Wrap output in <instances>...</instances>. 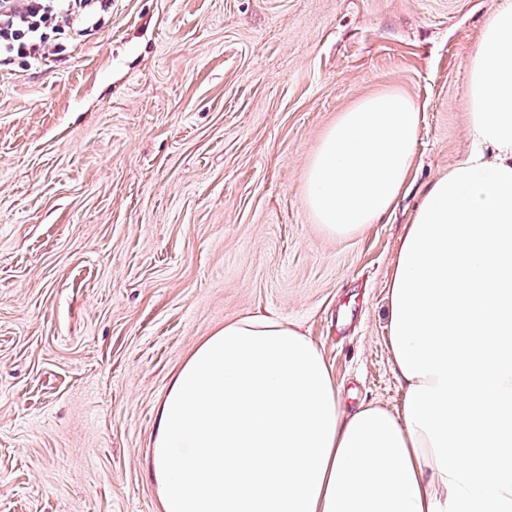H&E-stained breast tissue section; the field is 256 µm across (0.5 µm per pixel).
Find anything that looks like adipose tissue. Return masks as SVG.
I'll use <instances>...</instances> for the list:
<instances>
[{
	"label": "adipose tissue",
	"instance_id": "adipose-tissue-1",
	"mask_svg": "<svg viewBox=\"0 0 512 512\" xmlns=\"http://www.w3.org/2000/svg\"><path fill=\"white\" fill-rule=\"evenodd\" d=\"M466 108L474 148L428 188L388 281L401 410L345 408L299 327L258 313L225 322L160 405L162 512H512V0L482 28ZM419 119L390 90L326 131L306 204L327 234L390 210Z\"/></svg>",
	"mask_w": 512,
	"mask_h": 512
}]
</instances>
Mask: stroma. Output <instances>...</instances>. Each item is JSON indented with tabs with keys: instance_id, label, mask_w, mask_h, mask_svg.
<instances>
[{
	"instance_id": "obj_1",
	"label": "stroma",
	"mask_w": 512,
	"mask_h": 512,
	"mask_svg": "<svg viewBox=\"0 0 512 512\" xmlns=\"http://www.w3.org/2000/svg\"><path fill=\"white\" fill-rule=\"evenodd\" d=\"M501 0H112L35 65L0 60V512H162L158 407L196 346L269 311L346 407L401 410L387 283L470 145L468 60ZM421 116L410 186L348 237L311 157L385 90Z\"/></svg>"
}]
</instances>
